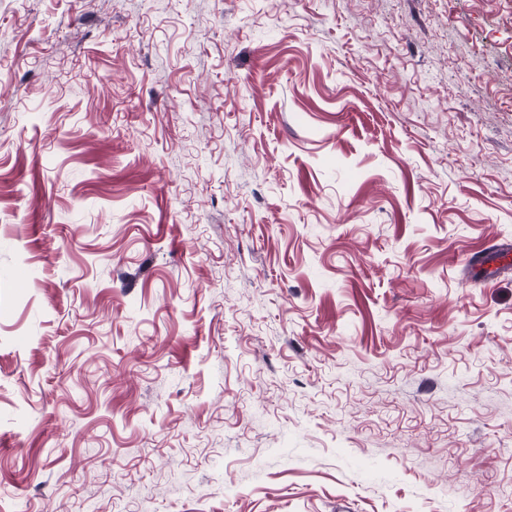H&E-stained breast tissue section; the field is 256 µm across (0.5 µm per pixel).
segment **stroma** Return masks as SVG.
Masks as SVG:
<instances>
[{"mask_svg": "<svg viewBox=\"0 0 512 512\" xmlns=\"http://www.w3.org/2000/svg\"><path fill=\"white\" fill-rule=\"evenodd\" d=\"M512 0H0V512H512Z\"/></svg>", "mask_w": 512, "mask_h": 512, "instance_id": "stroma-1", "label": "stroma"}]
</instances>
